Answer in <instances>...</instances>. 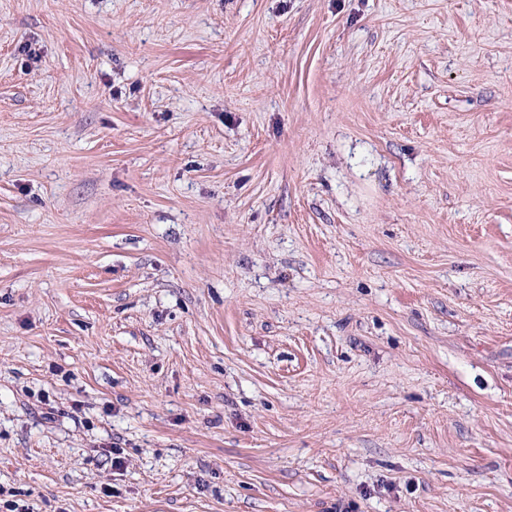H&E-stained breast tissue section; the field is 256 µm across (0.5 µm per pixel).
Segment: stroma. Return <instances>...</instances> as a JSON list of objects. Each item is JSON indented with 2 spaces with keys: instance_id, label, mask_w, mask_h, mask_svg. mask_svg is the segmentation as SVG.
I'll list each match as a JSON object with an SVG mask.
<instances>
[{
  "instance_id": "1",
  "label": "stroma",
  "mask_w": 512,
  "mask_h": 512,
  "mask_svg": "<svg viewBox=\"0 0 512 512\" xmlns=\"http://www.w3.org/2000/svg\"><path fill=\"white\" fill-rule=\"evenodd\" d=\"M0 512H512V0H0Z\"/></svg>"
}]
</instances>
